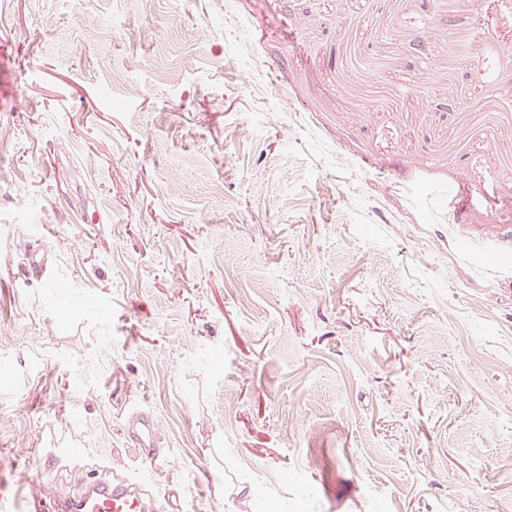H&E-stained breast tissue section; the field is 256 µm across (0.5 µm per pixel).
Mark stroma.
<instances>
[{
    "mask_svg": "<svg viewBox=\"0 0 512 512\" xmlns=\"http://www.w3.org/2000/svg\"><path fill=\"white\" fill-rule=\"evenodd\" d=\"M2 56L0 498L512 512V0H0ZM124 436L133 448H140L146 461L152 464L159 458L155 448L157 422L151 411L143 409L132 413L124 425ZM98 476L76 495L51 492L45 497L47 512H153L157 510L148 476L133 480L116 470L95 467ZM92 505L91 510L88 504Z\"/></svg>",
    "mask_w": 512,
    "mask_h": 512,
    "instance_id": "1",
    "label": "stroma"
}]
</instances>
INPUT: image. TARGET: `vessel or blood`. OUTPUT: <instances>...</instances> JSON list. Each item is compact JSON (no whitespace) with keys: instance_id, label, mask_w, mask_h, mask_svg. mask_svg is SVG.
<instances>
[{"instance_id":"1","label":"vessel or blood","mask_w":512,"mask_h":512,"mask_svg":"<svg viewBox=\"0 0 512 512\" xmlns=\"http://www.w3.org/2000/svg\"><path fill=\"white\" fill-rule=\"evenodd\" d=\"M124 436L128 444L141 450L146 461L157 460V422L151 411L132 413L124 425ZM45 507L47 512H155L156 502L149 478L135 480L113 470L99 472L79 494L49 493Z\"/></svg>"}]
</instances>
